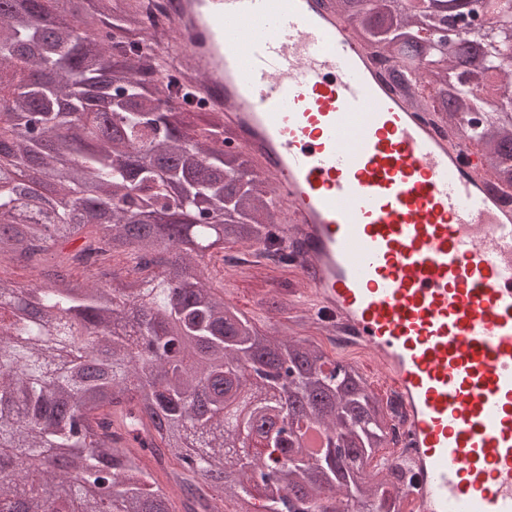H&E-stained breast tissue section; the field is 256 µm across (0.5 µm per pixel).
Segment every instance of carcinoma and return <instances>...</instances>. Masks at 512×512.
I'll list each match as a JSON object with an SVG mask.
<instances>
[{
    "mask_svg": "<svg viewBox=\"0 0 512 512\" xmlns=\"http://www.w3.org/2000/svg\"><path fill=\"white\" fill-rule=\"evenodd\" d=\"M329 5L420 110L462 136L476 125L484 169L512 188V0L474 4L492 57L409 45L457 13ZM1 85L0 169L34 177L0 180V259L35 282L0 278V512H227L219 492L232 512H403V461L360 474L391 411L360 369L260 327L205 277L227 244L288 260L281 212L226 147L223 112L166 67L143 0H0ZM242 362L294 379L276 401L249 396ZM285 416L334 431L345 454L304 447ZM255 424L267 451L238 453Z\"/></svg>",
    "mask_w": 512,
    "mask_h": 512,
    "instance_id": "obj_1",
    "label": "carcinoma"
}]
</instances>
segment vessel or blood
Listing matches in <instances>:
<instances>
[{"label": "vessel or blood", "mask_w": 512, "mask_h": 512, "mask_svg": "<svg viewBox=\"0 0 512 512\" xmlns=\"http://www.w3.org/2000/svg\"><path fill=\"white\" fill-rule=\"evenodd\" d=\"M172 18L170 55L274 180L303 305L401 398L415 512H512V208L480 156L325 0H175Z\"/></svg>", "instance_id": "b4317fda"}]
</instances>
